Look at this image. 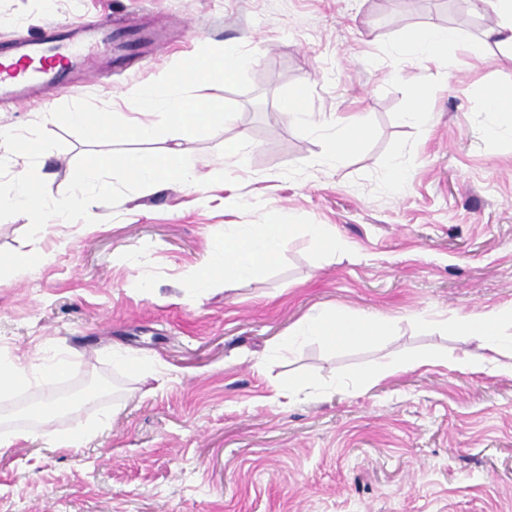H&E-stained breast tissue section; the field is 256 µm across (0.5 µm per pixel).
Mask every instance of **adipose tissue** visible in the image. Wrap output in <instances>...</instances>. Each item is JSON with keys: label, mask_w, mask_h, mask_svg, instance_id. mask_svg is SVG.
<instances>
[{"label": "adipose tissue", "mask_w": 512, "mask_h": 512, "mask_svg": "<svg viewBox=\"0 0 512 512\" xmlns=\"http://www.w3.org/2000/svg\"><path fill=\"white\" fill-rule=\"evenodd\" d=\"M451 45L466 48L465 35L450 27L428 26L408 41L397 44L395 51L404 57L431 58L436 51ZM286 111L291 121L320 139L321 161L329 167L336 166L357 151L367 134L365 125L354 119L337 118L324 123L313 121L304 101L296 94L290 97ZM285 239L286 227L282 224L238 225L235 232L225 235L223 247L212 253L205 272L198 279L199 286L208 288L220 281L228 284L254 276L277 262ZM506 321L512 322V306L484 313L455 315L449 322L450 332L478 341L485 351L481 357L463 352L456 358V366L481 374L487 370L489 354L512 352V336H506L500 330ZM382 330V323L375 317H351L336 308H321L299 323L288 341L294 345L311 340L352 345L380 335Z\"/></svg>", "instance_id": "1"}]
</instances>
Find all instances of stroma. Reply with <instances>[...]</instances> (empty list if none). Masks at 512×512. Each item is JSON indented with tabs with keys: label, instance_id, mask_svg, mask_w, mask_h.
<instances>
[{
	"label": "stroma",
	"instance_id": "1",
	"mask_svg": "<svg viewBox=\"0 0 512 512\" xmlns=\"http://www.w3.org/2000/svg\"><path fill=\"white\" fill-rule=\"evenodd\" d=\"M105 16L158 40L111 77L0 101V127L86 97L141 119L129 90L205 44L254 51L252 88L203 85L196 97L238 114L205 137L136 145L180 147L208 186L96 203L95 224L51 223L31 242L26 216L0 220V255L27 258L0 271V361L55 367L0 393V421L64 402L0 450V512H512V375L458 369L478 346L446 325L512 305V135L489 137L480 107L487 90L512 92V59L485 37L490 15L470 0H0V52ZM431 24L465 32L468 49L426 63L392 53ZM297 91L309 112L362 118L363 144L336 168L288 120ZM421 93L423 127L403 118ZM48 131L65 146L36 170L57 198L89 146ZM238 138L246 163L225 166ZM223 170L233 184L213 183ZM267 222L329 225L343 248L322 257L300 232L253 278L198 288L225 225ZM320 307L379 316L387 333L288 347ZM421 354L436 364L407 368ZM380 362L395 373L367 384ZM81 429L79 448L43 439Z\"/></svg>",
	"mask_w": 512,
	"mask_h": 512
}]
</instances>
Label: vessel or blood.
Returning a JSON list of instances; mask_svg holds the SVG:
<instances>
[{"instance_id":"vessel-or-blood-1","label":"vessel or blood","mask_w":512,"mask_h":512,"mask_svg":"<svg viewBox=\"0 0 512 512\" xmlns=\"http://www.w3.org/2000/svg\"><path fill=\"white\" fill-rule=\"evenodd\" d=\"M83 42L112 47L111 18L73 34L59 32L16 42L0 56V99L21 102L37 89L59 93L69 90L72 74L91 69L78 52Z\"/></svg>"}]
</instances>
